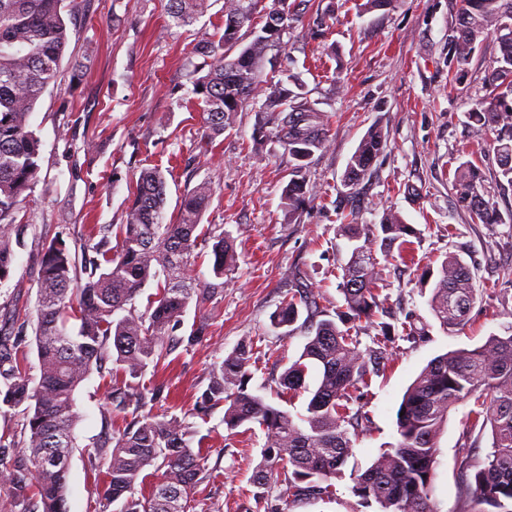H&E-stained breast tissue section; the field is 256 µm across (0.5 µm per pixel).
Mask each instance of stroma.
Listing matches in <instances>:
<instances>
[{"mask_svg": "<svg viewBox=\"0 0 512 512\" xmlns=\"http://www.w3.org/2000/svg\"><path fill=\"white\" fill-rule=\"evenodd\" d=\"M168 0H85L79 13L64 12L69 42L63 77L49 87L32 116L40 142L39 181L23 204L27 230L13 243L10 277L0 283V331H24L31 378L39 365L31 321L19 326L12 312L36 316L40 256L38 244L64 240L77 249L99 241V228L122 223L141 168L156 166L167 178L168 218L177 216L184 190L208 183L214 190L202 227H215L232 240L238 260L224 273V290L205 308L188 307L182 334L207 322L202 343L179 347L172 363L146 369L142 382L167 385L156 414L185 419L208 450L213 481L196 493L203 512H378L353 495L349 477L336 481L333 495L285 501L255 498L252 475L262 460L260 429L230 431L223 406L197 417L195 405L210 374L237 344L253 342L251 390L289 411L303 414L307 393L281 392L278 379L298 359L310 321L299 317L291 335L271 326L289 288L306 283L324 314L343 303L341 267L351 245L339 225L380 223L399 211L416 231L409 259L377 253L384 269L387 302L375 322L360 323V348L371 346L379 323L418 316L425 334L395 339L393 356L373 376L354 407L362 417L345 468H365L397 440L396 411L402 396L427 363L451 350L473 348L512 322V223L481 224L456 205L453 179L462 163L499 170L495 131L479 127L469 114L491 89L484 78L493 66L492 42L477 45L467 68L448 71V31L461 0H394L366 11L365 0H332L322 41L305 27L289 30L284 54L266 65L263 78L298 77L302 91L329 117L327 149L316 152L304 175L313 193L300 215L287 220L281 193L293 162L278 143L254 149L255 106L240 112L234 128L215 139L202 133L193 103L192 74L198 46L223 21L220 0L192 25L167 27ZM384 146L356 192L343 185L347 162L371 126ZM450 254L475 274L477 300L464 325L443 330L433 316L431 287L423 276ZM115 378L93 371L76 395L77 447L67 474L66 512H90L100 485L87 454L111 428L104 421ZM470 402L448 414L438 438L431 488L436 512H466L458 486V465L468 458L483 466L491 432L471 425Z\"/></svg>", "mask_w": 512, "mask_h": 512, "instance_id": "stroma-1", "label": "stroma"}]
</instances>
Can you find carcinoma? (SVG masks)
Here are the masks:
<instances>
[{
  "label": "carcinoma",
  "mask_w": 512,
  "mask_h": 512,
  "mask_svg": "<svg viewBox=\"0 0 512 512\" xmlns=\"http://www.w3.org/2000/svg\"><path fill=\"white\" fill-rule=\"evenodd\" d=\"M63 0H0V282L13 263L12 238L20 236L22 204L38 182L39 141L31 129L37 103L50 85L61 80L68 30ZM208 0H168L170 26L194 23ZM224 30L205 41L197 53L193 94L205 134L213 139L234 126L237 114L258 96L253 139L278 142L293 160L292 177L282 204L293 219L307 195L299 173L328 143V117L289 83L258 89L264 63L284 50L283 35L304 19L313 37L323 36L325 12L313 0H224ZM512 22V0H461L459 16L448 36V68L464 70L475 44L488 38L495 46V66L486 83L494 94L469 117L498 132L497 178L512 185V33L499 31ZM383 135L369 129L348 160L344 186L354 190L370 173L383 147ZM482 168L465 163L455 176L458 206L481 224H501L498 207L487 196ZM213 189L199 184L180 195L178 217L167 219V180L161 169H141L124 223L117 225L119 250L106 247L107 236L81 252L60 239L40 245L39 298L35 344L39 382L30 386L22 345L23 332L0 335V408L21 410L24 436L0 435V480L23 504L35 496L33 512H66L67 472L76 447L75 393L95 368L107 363L126 379L109 391L110 416L122 421L112 435L95 443L87 457L90 469L105 470L92 512H196L191 497L213 472L205 468L206 449H193L191 430L176 416L159 418L151 409L165 400L164 388L140 384L148 366L158 368L175 345L192 346L205 326L177 335L190 303L201 307L224 288L220 279L233 265L235 251L224 233L198 231ZM340 231L354 244L342 267L345 310L312 325L299 358L281 375L288 393L309 394L305 414L295 419L263 396L248 390L253 344L240 343L213 370L197 411L206 414L224 405V425L235 430L256 424L264 432L261 464L252 484L270 492L276 486L295 500L333 492L331 479L341 476L352 454L351 432L362 426L350 408L371 374L392 357L394 333L380 326L374 346L358 347L349 323L371 318L380 308L382 268L374 247L384 252L411 249L412 225L400 213L387 212L378 224H343ZM212 242V270L217 283L197 285L187 270L201 243ZM94 255H89V252ZM86 274L77 288L71 284ZM165 277L145 311L136 297L151 280ZM472 271L458 255L441 261L430 308L443 328L457 327L476 301ZM316 306L314 294L301 283L288 292L271 317L275 329L295 324L300 309ZM319 369L315 388L304 384L308 367ZM473 401L472 425L491 429L492 451L484 466L461 461V494L487 505L480 512H512V323L472 349L449 351L432 359L405 391L396 414L397 442L353 477L352 492L375 501L379 512H435L430 500L437 440L457 404ZM154 478L148 495L134 496L137 482Z\"/></svg>",
  "instance_id": "1"
}]
</instances>
